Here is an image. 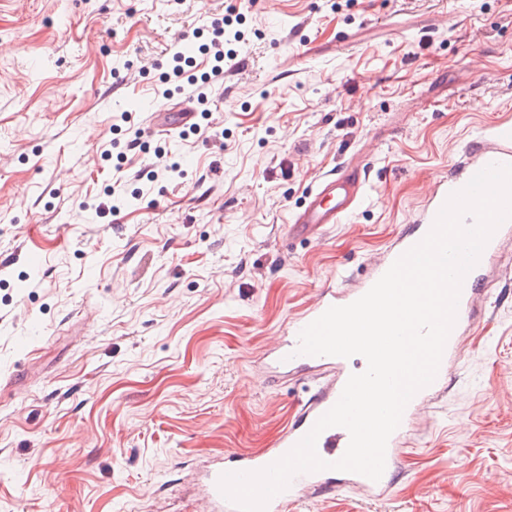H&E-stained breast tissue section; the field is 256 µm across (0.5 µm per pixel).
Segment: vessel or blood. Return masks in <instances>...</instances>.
Here are the masks:
<instances>
[{
  "label": "vessel or blood",
  "instance_id": "b4317fda",
  "mask_svg": "<svg viewBox=\"0 0 512 512\" xmlns=\"http://www.w3.org/2000/svg\"><path fill=\"white\" fill-rule=\"evenodd\" d=\"M495 143L482 149L471 166L447 187L439 189L434 195V209H441L451 192L462 189L469 180L486 166L512 164V128L495 131ZM366 182L365 171L358 166H348L339 172L323 176L310 195L303 210L290 219V231L293 235L304 236L316 233L330 224L342 223L361 201ZM486 267L485 261L477 265L465 276L458 302L457 320L465 322L474 315L475 284ZM364 288L346 289L343 287L324 289L319 301L304 316L297 319L273 357L269 360L267 373L279 375L291 370L332 368L334 376L324 383L301 406L295 420L281 434L273 449L261 450L228 463H218L205 477V491L212 505V512H237L234 504L223 497L218 481L222 474L236 471H255L262 469L289 452L314 426L316 421L331 409L341 396L350 376L345 365L346 358L338 356H309L298 354L299 334L302 329L321 316L329 307L344 306L363 296ZM400 432H393L386 447V465L379 480H371L363 475L348 472L337 477L335 471L324 470L295 475L288 488L274 496L267 504L266 512H282L284 506L301 501L309 492H333L336 489L370 491L381 494L388 489L394 471L399 464ZM349 444V433L341 427L325 429L318 437L316 452L327 462L342 457Z\"/></svg>",
  "mask_w": 512,
  "mask_h": 512
}]
</instances>
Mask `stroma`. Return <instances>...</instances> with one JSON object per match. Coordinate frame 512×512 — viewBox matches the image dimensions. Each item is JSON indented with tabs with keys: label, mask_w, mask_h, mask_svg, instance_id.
Masks as SVG:
<instances>
[{
	"label": "stroma",
	"mask_w": 512,
	"mask_h": 512,
	"mask_svg": "<svg viewBox=\"0 0 512 512\" xmlns=\"http://www.w3.org/2000/svg\"><path fill=\"white\" fill-rule=\"evenodd\" d=\"M222 18L208 131L166 134L170 37ZM507 125L512 0H0V512H208L306 397L266 350ZM352 161L360 206L289 235ZM480 288L389 489L292 512H512V229Z\"/></svg>",
	"instance_id": "35a3bbf8"
}]
</instances>
